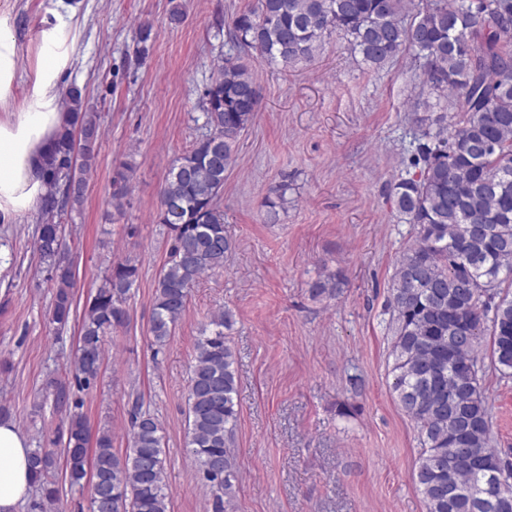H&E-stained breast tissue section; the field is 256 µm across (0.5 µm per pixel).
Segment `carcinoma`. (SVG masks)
Instances as JSON below:
<instances>
[{"instance_id":"1","label":"carcinoma","mask_w":512,"mask_h":512,"mask_svg":"<svg viewBox=\"0 0 512 512\" xmlns=\"http://www.w3.org/2000/svg\"><path fill=\"white\" fill-rule=\"evenodd\" d=\"M227 36L233 52L221 59L202 101L207 132L172 162L160 191L157 223L168 250L150 318L152 345H166L191 289L224 269L234 249L217 201L233 146L256 112L257 84L241 53L286 68L312 61L333 36L372 69L408 53L424 79L408 113V171L389 195L413 229L387 301L391 389L416 425L421 453L413 481L427 512H512V463L492 446L481 384L486 356L501 377L512 378V0H255L228 23ZM154 38L152 24L139 22V55ZM64 101L68 120L46 158L52 192L34 227L35 250L54 288L48 319L59 329L73 315L75 273L55 217L83 203L101 138L99 117L82 92L71 88ZM126 170L112 177L116 202L128 194ZM288 190L285 179L266 197L270 219L288 204ZM138 277L131 259L112 264L83 310L73 381L45 383L66 420L62 452L31 449L36 512H53L60 500V455L70 486L90 485V512H169L162 428L144 409V396L129 397L130 448L119 455L108 428L90 443L74 394L97 383L106 336L127 324ZM344 284L341 274H328L309 291L332 299ZM232 323L229 310L210 317L188 381L186 448L210 486L212 512H227L236 479L238 374L224 333Z\"/></svg>"}]
</instances>
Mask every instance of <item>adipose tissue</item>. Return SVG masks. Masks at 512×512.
I'll return each mask as SVG.
<instances>
[{"label": "adipose tissue", "mask_w": 512, "mask_h": 512, "mask_svg": "<svg viewBox=\"0 0 512 512\" xmlns=\"http://www.w3.org/2000/svg\"><path fill=\"white\" fill-rule=\"evenodd\" d=\"M76 14L43 17L28 92L15 107L18 46L9 18L0 15V222L42 207L50 187L43 176L46 155L67 119L64 81L76 50ZM31 449L18 428L0 422V512H17L32 489Z\"/></svg>", "instance_id": "ef3b65f1"}]
</instances>
